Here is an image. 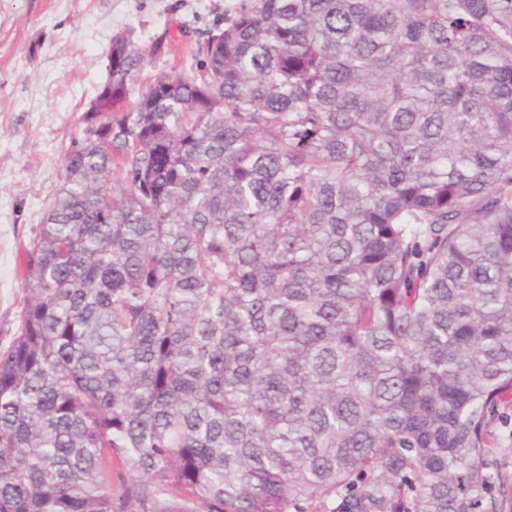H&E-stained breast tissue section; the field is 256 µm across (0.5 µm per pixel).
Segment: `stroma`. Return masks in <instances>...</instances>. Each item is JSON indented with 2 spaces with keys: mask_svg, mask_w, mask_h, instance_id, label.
<instances>
[{
  "mask_svg": "<svg viewBox=\"0 0 512 512\" xmlns=\"http://www.w3.org/2000/svg\"><path fill=\"white\" fill-rule=\"evenodd\" d=\"M237 0H0V352L28 294L26 250L63 181L64 157L107 76L114 35L170 31L141 79L193 72L198 41Z\"/></svg>",
  "mask_w": 512,
  "mask_h": 512,
  "instance_id": "35a3bbf8",
  "label": "stroma"
}]
</instances>
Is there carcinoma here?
I'll return each mask as SVG.
<instances>
[{
  "label": "carcinoma",
  "instance_id": "1",
  "mask_svg": "<svg viewBox=\"0 0 512 512\" xmlns=\"http://www.w3.org/2000/svg\"><path fill=\"white\" fill-rule=\"evenodd\" d=\"M167 36L27 251L0 512H504L512 0H240L136 88Z\"/></svg>",
  "mask_w": 512,
  "mask_h": 512
}]
</instances>
